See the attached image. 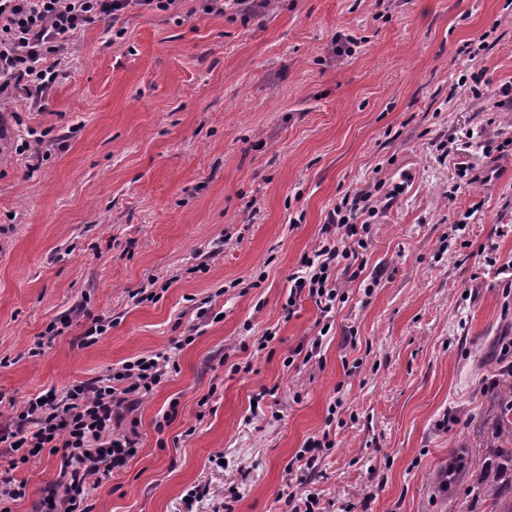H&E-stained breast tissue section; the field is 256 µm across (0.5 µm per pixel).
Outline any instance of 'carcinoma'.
<instances>
[{"instance_id": "carcinoma-1", "label": "carcinoma", "mask_w": 512, "mask_h": 512, "mask_svg": "<svg viewBox=\"0 0 512 512\" xmlns=\"http://www.w3.org/2000/svg\"><path fill=\"white\" fill-rule=\"evenodd\" d=\"M486 430L463 449L472 481L461 497L463 512H512V365L502 370L485 411Z\"/></svg>"}]
</instances>
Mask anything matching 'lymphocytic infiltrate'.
Returning <instances> with one entry per match:
<instances>
[{
    "instance_id": "obj_1",
    "label": "lymphocytic infiltrate",
    "mask_w": 512,
    "mask_h": 512,
    "mask_svg": "<svg viewBox=\"0 0 512 512\" xmlns=\"http://www.w3.org/2000/svg\"><path fill=\"white\" fill-rule=\"evenodd\" d=\"M175 5L176 0H0V97L54 85L69 36L102 23L119 25L134 9L166 12ZM384 186L376 179L344 194L328 213L322 239L290 278L288 308L304 297L314 300L323 329H332V315L346 298L337 270L356 259L357 225L374 215ZM175 368L168 354L151 352L46 400L29 398L0 425V447L8 457L0 467V512H11L25 497L27 482L16 470L42 448L60 456L61 466L55 484L37 501L38 512H93L88 487L102 485L139 448L138 436L115 431L119 409L152 395Z\"/></svg>"
}]
</instances>
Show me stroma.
<instances>
[{"instance_id":"35a3bbf8","label":"stroma","mask_w":512,"mask_h":512,"mask_svg":"<svg viewBox=\"0 0 512 512\" xmlns=\"http://www.w3.org/2000/svg\"><path fill=\"white\" fill-rule=\"evenodd\" d=\"M123 27L78 33L40 105L0 108V138L43 137L0 160V421L167 350L176 372L115 424L142 447L92 489L93 512H279L327 429L302 484L321 512H449L469 474L441 476L477 442L496 342H512V0H179ZM469 41L485 46L472 61ZM479 70L476 101L461 84ZM376 177L400 191L359 229L362 272L304 363L319 310L284 316L288 278L328 210ZM60 463L31 459L12 512H32ZM329 430L323 431L321 437H312L308 438L301 450H299L298 454L296 455L297 460L299 462L304 460V467L309 470L316 467L318 459H319V453L322 451V448H332L334 447L333 440L329 439Z\"/></svg>"}]
</instances>
